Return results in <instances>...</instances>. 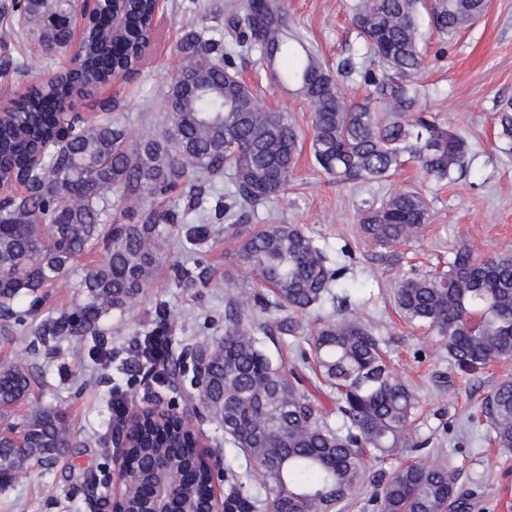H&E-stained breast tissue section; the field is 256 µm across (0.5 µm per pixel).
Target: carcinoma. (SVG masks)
<instances>
[{"instance_id": "1", "label": "carcinoma", "mask_w": 512, "mask_h": 512, "mask_svg": "<svg viewBox=\"0 0 512 512\" xmlns=\"http://www.w3.org/2000/svg\"><path fill=\"white\" fill-rule=\"evenodd\" d=\"M486 0H357L352 24L380 70L352 59L338 74L363 77L361 101L339 88L317 54L292 34L281 0H246L243 14L224 15V34L185 33L170 59L172 82L167 127L160 138L134 139L105 121L74 128L63 106L85 86L112 80V69L135 63L152 23L154 0H128L127 24L112 39L110 16L86 28L73 44L70 0H29L24 32L48 52L76 46L78 75L62 78L15 104L16 121L0 127V182L26 169L28 192L0 209V317L22 322L40 292L62 277H75L83 300L44 320L36 343L57 350L64 342L91 344L112 358L102 335L104 319L120 314L149 285L163 263L169 226L192 223L208 203L215 180L224 183V211L254 208L280 195L291 181L298 133L288 113L267 108L233 71L238 51L258 55L272 74L294 83L312 115L311 152L318 167L349 187L382 183L409 164L438 182L468 169L469 144L424 106L428 92L417 79L423 66L421 14L438 35L451 37L472 25ZM181 188L189 197L180 215L157 211L152 201ZM135 197L142 206L128 223L107 226L112 197ZM428 200L400 190L364 203L361 235L384 250L415 241L429 223ZM105 242L106 260L85 271L74 261ZM239 256L261 288L239 294L224 315V335L193 347L206 366L199 405L224 427L227 442L249 462L254 494L245 496L235 470L224 468L230 487L225 512H345L357 506L370 469L430 445L409 435L416 410L411 386L394 376L380 340L358 312L321 323L307 346L297 345L288 368L256 336L276 342L296 336L293 313H306L335 298L343 268H332L323 248L297 224H265L242 239ZM395 298L404 319L425 327L463 372L512 358V256L475 261L463 248L448 269L401 280ZM275 304L287 312L275 324L255 326L257 314ZM148 334L137 343L138 369L112 389L111 424L125 432L140 468L159 446L192 456L191 440L169 421L130 426L128 391L152 376L162 384L195 381V363L160 346ZM34 367L25 359L0 364V487L23 478L35 461L48 462L78 445L61 405H22L32 393ZM330 399L331 407L320 397ZM500 448H512V380L494 386L481 409ZM108 463L88 483L102 492L95 509L109 508ZM371 512H448L467 508L455 470L439 463L399 464L372 484Z\"/></svg>"}]
</instances>
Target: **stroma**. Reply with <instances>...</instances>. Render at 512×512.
Returning a JSON list of instances; mask_svg holds the SVG:
<instances>
[{"instance_id": "35a3bbf8", "label": "stroma", "mask_w": 512, "mask_h": 512, "mask_svg": "<svg viewBox=\"0 0 512 512\" xmlns=\"http://www.w3.org/2000/svg\"><path fill=\"white\" fill-rule=\"evenodd\" d=\"M303 44L331 68L353 57L364 66L372 58L354 29L348 0H284ZM245 0H165L159 35L136 71L80 97L74 106L80 122L112 120L136 135L160 136L166 127L169 62L189 28L223 29L228 11H242ZM419 80L428 85V108L450 119L454 131L470 144L468 173L452 183H438L414 168L389 182L353 188L336 184L311 161L312 123L306 102L294 84L261 71L256 56L235 60V70L265 104L290 114L299 132L296 172L284 195L256 207L236 228L206 211L197 225L204 234L190 241L189 225L171 226L167 262L149 288L122 316L109 317L104 335L118 349L106 365L87 349L62 346L37 358L35 404L67 406L79 445L58 462L32 466L26 478L0 488V512H90L84 485L101 460V439L110 413L111 389L138 360L130 347L155 326V311L165 308L168 334L180 344L224 333L228 301L213 281L234 276L239 287H253V277L238 256L241 234L263 224H297L338 258L345 268L343 286L352 307L369 319L382 340L394 375L414 389L419 407L412 436L431 438L420 462H443L457 472L458 487L470 495L466 512H512V449L491 439L489 422L471 423L491 389L512 379V359L496 360L476 374L459 371L436 337L410 327L396 303L403 275L425 272L451 260L461 247L475 259L512 255V144L498 135L496 116L512 101V0H487L484 15L452 38L427 32ZM36 62L24 75L14 72L21 58ZM72 64L71 52L49 53L17 31L12 0H0V110L47 84ZM412 188L431 202V217L421 237L398 246L396 262L380 260L374 243L363 239L357 224L362 201ZM189 270L185 284L178 269Z\"/></svg>"}]
</instances>
